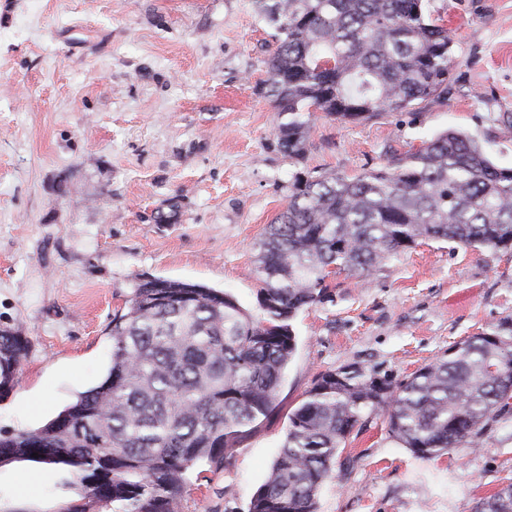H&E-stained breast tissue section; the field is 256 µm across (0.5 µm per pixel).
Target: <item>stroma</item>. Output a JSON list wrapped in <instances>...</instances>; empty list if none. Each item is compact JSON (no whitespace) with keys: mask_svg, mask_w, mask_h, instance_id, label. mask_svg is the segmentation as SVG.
Segmentation results:
<instances>
[{"mask_svg":"<svg viewBox=\"0 0 512 512\" xmlns=\"http://www.w3.org/2000/svg\"><path fill=\"white\" fill-rule=\"evenodd\" d=\"M430 5L454 38L446 98L362 122L316 113L296 161L257 91L276 43L250 0H0V326L29 341L0 433L44 425L102 380L112 318L142 279L203 284L260 317L254 245L292 173L355 176L449 129L512 168V0ZM329 284L292 322L278 419L190 481L178 512H248L320 374L358 365L400 381L512 323V250L423 241ZM509 484L512 404L486 421L481 447L433 459L373 415L340 449L318 512H475ZM82 493L61 465L0 468V512H65Z\"/></svg>","mask_w":512,"mask_h":512,"instance_id":"35a3bbf8","label":"stroma"}]
</instances>
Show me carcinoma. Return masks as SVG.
Instances as JSON below:
<instances>
[{
  "mask_svg": "<svg viewBox=\"0 0 512 512\" xmlns=\"http://www.w3.org/2000/svg\"><path fill=\"white\" fill-rule=\"evenodd\" d=\"M251 2L277 31L262 86L291 159H304L316 112L370 120L447 92L454 40L429 0ZM424 240L511 249L512 169L449 130L379 170L294 174L286 208L256 243L262 319L202 284L141 281L112 318L106 378L42 427L0 434V460L67 467L84 490L68 512H176L189 471L221 469L276 417L292 321L323 300L329 275L371 274ZM27 351L20 332L0 335L1 385ZM381 380L379 391L358 366L321 374L288 413L248 512H318L336 454L366 413L421 458L479 447L487 419L512 399V328L471 336L400 382ZM475 512H512V484Z\"/></svg>",
  "mask_w": 512,
  "mask_h": 512,
  "instance_id": "cac0c4a2",
  "label": "carcinoma"
}]
</instances>
